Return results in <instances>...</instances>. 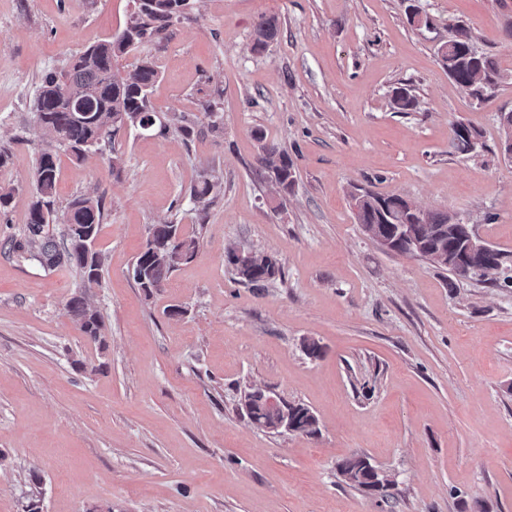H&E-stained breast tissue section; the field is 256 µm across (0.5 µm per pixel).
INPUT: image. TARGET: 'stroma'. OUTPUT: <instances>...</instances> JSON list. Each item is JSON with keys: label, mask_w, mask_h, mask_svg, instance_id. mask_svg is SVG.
<instances>
[{"label": "stroma", "mask_w": 512, "mask_h": 512, "mask_svg": "<svg viewBox=\"0 0 512 512\" xmlns=\"http://www.w3.org/2000/svg\"><path fill=\"white\" fill-rule=\"evenodd\" d=\"M201 0L149 55L157 112L194 121L191 141L130 128L124 171L62 160L59 206L104 199L105 256L90 297L103 340L67 313L79 278L0 253V512H512V286L450 279L363 234L349 194L397 193L457 215L512 256V161L497 115L512 111V0ZM131 0H0V146L13 190L0 239L19 233L44 143L29 105L43 75L120 31ZM279 20L263 53L261 17ZM468 23L509 79L478 104L437 49ZM418 106L398 112L393 87ZM218 93L219 130L200 103ZM482 134L462 154L454 123ZM287 150L288 195L257 173ZM224 190L205 214L189 188L203 169ZM181 224L196 257L144 298L129 275L147 228ZM232 248L274 255L281 274L238 281ZM316 341L320 357L303 344ZM308 407L309 437L254 427V386ZM365 457L396 483L372 497L337 471Z\"/></svg>", "instance_id": "1"}]
</instances>
